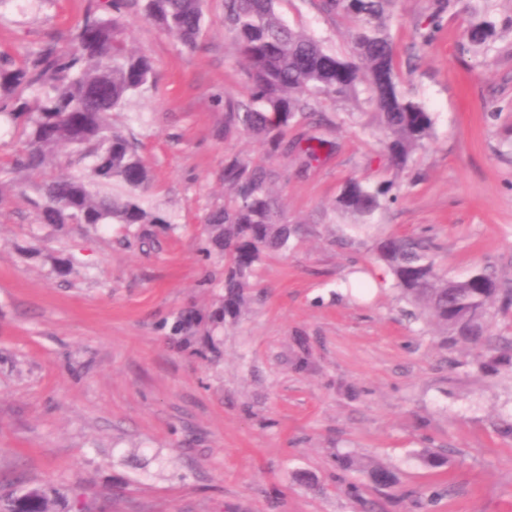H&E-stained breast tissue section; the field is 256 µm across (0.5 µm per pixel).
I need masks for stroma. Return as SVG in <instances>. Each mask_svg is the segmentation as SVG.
<instances>
[{"mask_svg": "<svg viewBox=\"0 0 512 512\" xmlns=\"http://www.w3.org/2000/svg\"><path fill=\"white\" fill-rule=\"evenodd\" d=\"M434 0H398L390 21L401 87L434 117L412 165L396 169L363 98L320 100L289 129L315 135L305 167L225 135L224 101L248 82L224 0H207L199 49L127 9L130 48L158 79L113 113L141 145L147 206L171 227H41L21 188L0 209V480L51 484L107 512H512V308L503 344L443 348L411 319L373 237L340 239L336 198L351 178L394 181L381 232L431 238L442 271L487 267L512 280V35L469 51L472 14L512 21V0H457L430 44L417 29ZM86 0L0 8V53L65 44ZM289 26L339 54L346 22L321 0H281ZM273 170L289 247L257 265L250 310L208 317L224 293V257L205 230L222 206L224 160ZM71 261L59 275L57 260ZM200 319L191 343L177 326ZM447 451L426 467L423 449ZM352 455L393 470L381 490L341 469Z\"/></svg>", "mask_w": 512, "mask_h": 512, "instance_id": "35a3bbf8", "label": "stroma"}]
</instances>
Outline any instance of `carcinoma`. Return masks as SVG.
Segmentation results:
<instances>
[{"label": "carcinoma", "instance_id": "1", "mask_svg": "<svg viewBox=\"0 0 512 512\" xmlns=\"http://www.w3.org/2000/svg\"><path fill=\"white\" fill-rule=\"evenodd\" d=\"M130 0H87L82 21L66 46L41 45L16 60L0 55V117H20L22 149L10 161L32 196L37 222L53 227L84 224H170L165 213L146 208L150 174L135 141L112 127V113L156 79L151 57L130 50L121 17ZM140 11L191 50L199 47L205 24L204 0H139ZM279 0H224V28L233 35L246 66L245 101L225 102L224 136L245 132L270 154H295L309 166L318 160L314 137L285 140L319 99L367 94L398 169L409 166L433 133V118L423 103L404 92L388 22L397 0H322L321 8L353 24L351 51L338 56L288 27L277 14ZM497 35L487 18L465 31L473 51ZM61 147L71 163L90 161L81 175L54 172ZM271 174L250 159L224 162V185L231 196L208 216L210 241L224 249V296L213 322H236L250 308L249 278L262 255L288 247L291 229L280 222L269 190ZM389 183L371 187L348 180L336 208L368 225L394 199ZM380 260L391 269L400 298L412 315L425 317L450 350L475 349L490 341L494 307L512 306V281L492 271L465 275L441 273L435 246L426 237L389 235L376 240ZM345 468L362 472L375 486L396 485L395 474L374 461L340 458ZM67 497L59 489L22 486L0 496V512H63Z\"/></svg>", "mask_w": 512, "mask_h": 512}]
</instances>
